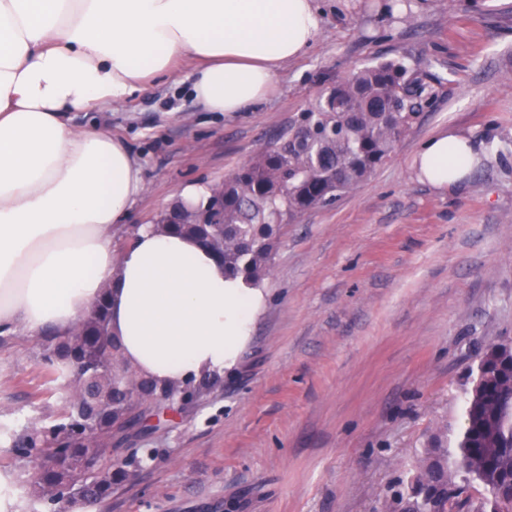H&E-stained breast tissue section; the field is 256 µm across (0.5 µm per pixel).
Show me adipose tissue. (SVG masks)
Instances as JSON below:
<instances>
[{
	"mask_svg": "<svg viewBox=\"0 0 512 512\" xmlns=\"http://www.w3.org/2000/svg\"><path fill=\"white\" fill-rule=\"evenodd\" d=\"M318 30L315 0H0V334L68 335L103 296L111 336L140 374L181 381L235 365L262 288L150 224L115 252L142 166L109 126L77 118L177 77L187 57L199 109L243 111ZM481 147L443 132L414 166L444 189Z\"/></svg>",
	"mask_w": 512,
	"mask_h": 512,
	"instance_id": "adipose-tissue-1",
	"label": "adipose tissue"
}]
</instances>
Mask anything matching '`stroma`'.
<instances>
[{
    "label": "stroma",
    "instance_id": "stroma-1",
    "mask_svg": "<svg viewBox=\"0 0 512 512\" xmlns=\"http://www.w3.org/2000/svg\"><path fill=\"white\" fill-rule=\"evenodd\" d=\"M319 32L241 112H204L191 64L97 113L143 168L131 221L181 186L214 184L336 80L378 59H428L445 83L367 181L281 231L266 304L207 398L131 438L154 458L81 512H386L439 437L455 447L483 352L512 343V0H317ZM477 135L499 155L436 189L413 159L435 134ZM65 388L33 340L0 339V426L49 422ZM0 441V512H30Z\"/></svg>",
    "mask_w": 512,
    "mask_h": 512
}]
</instances>
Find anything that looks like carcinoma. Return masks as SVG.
<instances>
[{"label":"carcinoma","mask_w":512,"mask_h":512,"mask_svg":"<svg viewBox=\"0 0 512 512\" xmlns=\"http://www.w3.org/2000/svg\"><path fill=\"white\" fill-rule=\"evenodd\" d=\"M422 66L372 62L325 89L274 141L210 192L224 189V223L200 224L204 209L179 207L178 223L160 224L190 236L224 263V274L256 285L270 273L281 227L303 212L324 207L364 183L437 96ZM77 336L45 335L36 356L50 375L67 381L58 417L23 438L9 437L14 455L35 452L37 470L21 472L43 512H64L78 493L105 499L138 468L143 458L125 455L118 444L168 411L187 410L206 395L216 376L183 383L140 377L105 351L110 338L108 307L100 298ZM466 427L456 448H427L415 466L410 488L388 508L393 512H512V379L488 378L477 367L465 401ZM116 458L104 467V450Z\"/></svg>","instance_id":"obj_1"}]
</instances>
